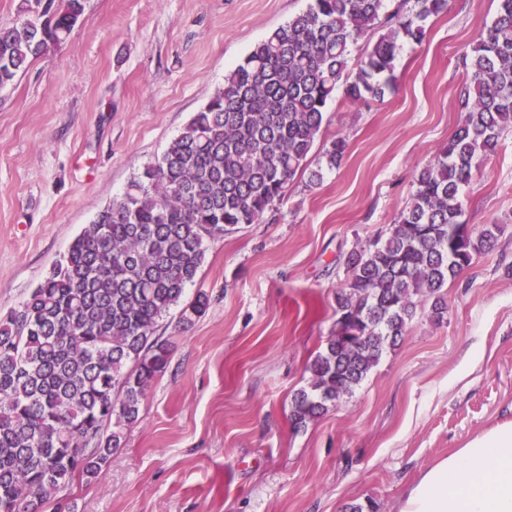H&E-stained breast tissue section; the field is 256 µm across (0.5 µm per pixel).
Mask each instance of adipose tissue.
Instances as JSON below:
<instances>
[{
  "mask_svg": "<svg viewBox=\"0 0 512 512\" xmlns=\"http://www.w3.org/2000/svg\"><path fill=\"white\" fill-rule=\"evenodd\" d=\"M398 512H512V423L438 459L410 485Z\"/></svg>",
  "mask_w": 512,
  "mask_h": 512,
  "instance_id": "ef3b65f1",
  "label": "adipose tissue"
}]
</instances>
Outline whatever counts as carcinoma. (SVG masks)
<instances>
[{"label":"carcinoma","mask_w":512,"mask_h":512,"mask_svg":"<svg viewBox=\"0 0 512 512\" xmlns=\"http://www.w3.org/2000/svg\"><path fill=\"white\" fill-rule=\"evenodd\" d=\"M309 0L224 74V87L86 225L67 254L16 307L0 315V512H64L60 494L92 481L141 421L142 404L170 359L158 323L180 308L201 316L208 296L185 300L205 243L276 210L303 171L336 89L352 102L382 98L400 49L419 45L448 0ZM84 0H21L0 23V91L48 44L63 42ZM368 40L360 58L353 47ZM463 116L448 143L415 175L410 204L385 236L345 257L336 319L294 394L296 429L349 397L396 346L418 307L448 312L443 288L492 246L498 225L453 245L465 190L512 131V0L465 54ZM348 148L322 152L332 170Z\"/></svg>","instance_id":"obj_1"}]
</instances>
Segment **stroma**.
I'll return each instance as SVG.
<instances>
[{
    "label": "stroma",
    "mask_w": 512,
    "mask_h": 512,
    "mask_svg": "<svg viewBox=\"0 0 512 512\" xmlns=\"http://www.w3.org/2000/svg\"><path fill=\"white\" fill-rule=\"evenodd\" d=\"M308 0H85L70 36L0 92V311L16 307L131 177L271 31ZM496 0H449L395 60L394 91L332 101L275 220L211 240L187 297L159 323L172 354L143 419L74 512H344L396 504L422 472L512 422V132L466 190L473 233L501 231L417 316L353 395L302 429L289 413L335 320L342 256L386 231L412 181L456 130L462 54ZM340 168L318 169L336 137Z\"/></svg>",
    "instance_id": "stroma-1"
}]
</instances>
